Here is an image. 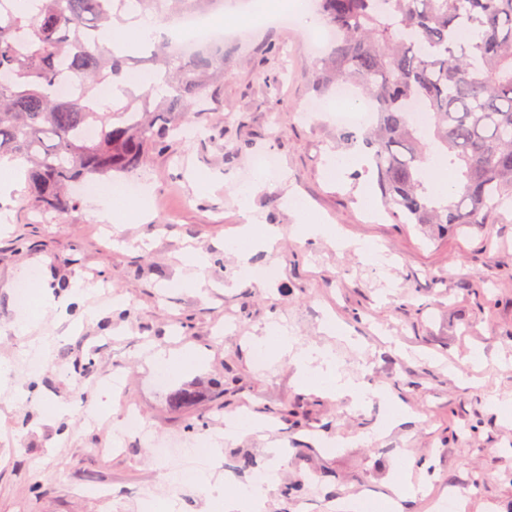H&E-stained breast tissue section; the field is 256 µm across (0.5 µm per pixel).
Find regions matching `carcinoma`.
Segmentation results:
<instances>
[{
	"instance_id": "obj_1",
	"label": "carcinoma",
	"mask_w": 512,
	"mask_h": 512,
	"mask_svg": "<svg viewBox=\"0 0 512 512\" xmlns=\"http://www.w3.org/2000/svg\"><path fill=\"white\" fill-rule=\"evenodd\" d=\"M186 13L211 0H0V159L27 165V199L63 216L79 209L72 185L143 166L213 121L224 50L172 57L156 44L155 87L121 105L100 88L126 74L127 55L103 45L124 13L163 21L168 2ZM338 33L316 74L320 92L359 87L375 119L346 128L348 150H370L388 214L428 230L490 223L512 204V0H319ZM80 88L63 97L61 72ZM455 165L450 194L430 168Z\"/></svg>"
}]
</instances>
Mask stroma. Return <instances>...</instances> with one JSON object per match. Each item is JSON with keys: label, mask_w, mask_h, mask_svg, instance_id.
Wrapping results in <instances>:
<instances>
[{"label": "stroma", "mask_w": 512, "mask_h": 512, "mask_svg": "<svg viewBox=\"0 0 512 512\" xmlns=\"http://www.w3.org/2000/svg\"><path fill=\"white\" fill-rule=\"evenodd\" d=\"M308 33L266 16L227 29L224 121L135 172L148 222L113 233L91 216L95 195L77 186L78 211L40 215L17 168L12 216L0 227V364L9 369L0 379V512H134L132 496L147 487L175 512H213L224 482L242 477L240 456L262 469L277 461L271 440L283 450L282 482L309 489L291 499L273 490L265 512L380 501L397 479L415 487L402 512H442L451 495L467 497L469 512H512V420L497 407L512 399V209L431 239L389 215L369 217L360 176L333 167L349 152L331 118L334 94L316 92ZM318 97L324 110L302 117ZM268 152L280 179L243 200L241 178ZM290 190L350 248L285 233L251 257L254 267L277 268L275 279L228 288L243 205L287 230L296 222L284 201ZM364 240L383 246L380 264L360 259L354 245ZM189 247L212 257L198 290L181 285ZM43 276L64 305L20 301V289ZM29 313L36 322L19 329ZM329 314L342 333L323 331ZM274 320L297 347L331 351L344 377L390 390L406 407L403 422L382 433L380 397L351 411L346 398L299 386L290 355L267 354L257 367L253 340ZM160 348L194 360L161 377L148 359ZM117 364L123 386L89 424ZM187 387L194 399L171 405ZM130 410L148 437L124 436L118 451L101 454ZM239 413L268 421L267 438L225 439V415ZM170 437L187 455L222 442L210 483L173 480L154 450Z\"/></svg>", "instance_id": "1"}]
</instances>
